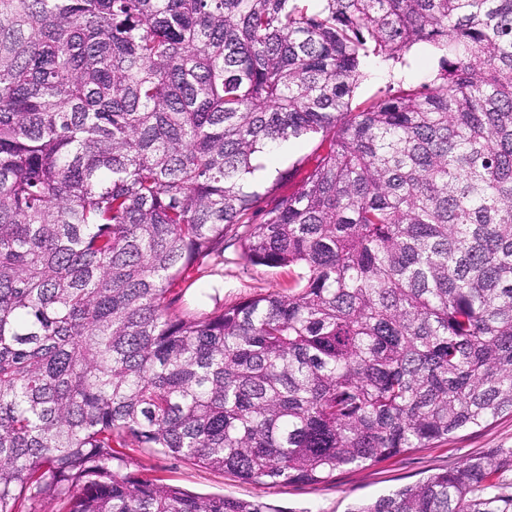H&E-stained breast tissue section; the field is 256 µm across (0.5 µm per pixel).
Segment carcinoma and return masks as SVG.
I'll list each match as a JSON object with an SVG mask.
<instances>
[{
  "label": "carcinoma",
  "instance_id": "obj_1",
  "mask_svg": "<svg viewBox=\"0 0 512 512\" xmlns=\"http://www.w3.org/2000/svg\"><path fill=\"white\" fill-rule=\"evenodd\" d=\"M234 245L286 289L183 306ZM504 414L512 0H0V512H282L132 452L318 485ZM511 468L348 512H512ZM411 66L403 75L408 83L419 85L427 82L437 66V60L428 46L414 47L410 54ZM364 71L368 77L355 89L354 103H359L369 98L384 81L385 73L373 60L364 63ZM288 144V153H280L272 165L274 169H285L291 166L298 159L311 155L319 143V139L314 140H291Z\"/></svg>",
  "mask_w": 512,
  "mask_h": 512
}]
</instances>
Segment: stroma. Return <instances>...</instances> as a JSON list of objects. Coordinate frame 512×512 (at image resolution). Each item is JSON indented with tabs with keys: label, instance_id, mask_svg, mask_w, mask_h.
Listing matches in <instances>:
<instances>
[{
	"label": "stroma",
	"instance_id": "obj_1",
	"mask_svg": "<svg viewBox=\"0 0 512 512\" xmlns=\"http://www.w3.org/2000/svg\"><path fill=\"white\" fill-rule=\"evenodd\" d=\"M288 279L282 269L263 266L244 268L238 253L227 250L215 275L204 277L185 290V303L195 309H211L215 303H232L239 298L275 292ZM512 450V416L503 415L488 424L458 433L449 440L426 448H413L364 468L347 469L334 482L322 485L297 483L275 487L238 478L227 471L194 466L160 454L138 453L135 466L154 469L165 483L205 495H231L263 499L284 512H347L357 501L371 500L402 485L452 466L464 457L498 450Z\"/></svg>",
	"mask_w": 512,
	"mask_h": 512
}]
</instances>
